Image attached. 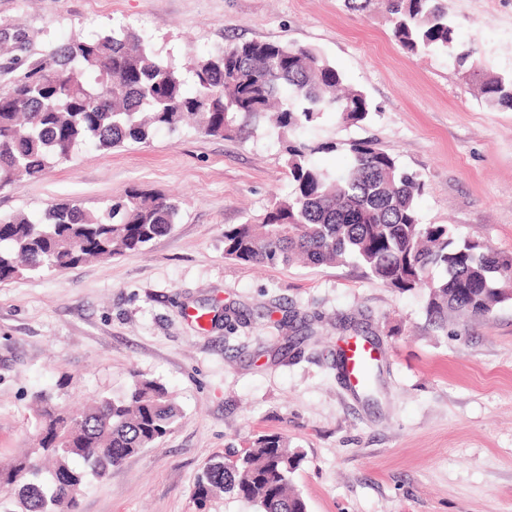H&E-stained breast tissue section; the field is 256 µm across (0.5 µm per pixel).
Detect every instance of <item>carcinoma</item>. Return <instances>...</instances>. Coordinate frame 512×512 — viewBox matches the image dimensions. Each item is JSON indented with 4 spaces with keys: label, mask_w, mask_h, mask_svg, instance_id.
<instances>
[{
    "label": "carcinoma",
    "mask_w": 512,
    "mask_h": 512,
    "mask_svg": "<svg viewBox=\"0 0 512 512\" xmlns=\"http://www.w3.org/2000/svg\"><path fill=\"white\" fill-rule=\"evenodd\" d=\"M345 3L357 12L384 6L393 39L409 52L454 49L444 0ZM474 55L460 52L456 64L467 69L488 106L512 110V77L483 69ZM188 76L195 84L191 95ZM344 81L336 65L309 47L234 43L199 58L186 74L158 59L128 28L75 36L0 94V189L70 160L86 143L112 149L183 126L224 139L250 135L275 107L274 134L285 143L293 191L274 198L259 221L224 229V258L252 265L297 258L311 267L359 265L388 288L423 292L429 324L445 334L454 314L488 316L512 297L511 255L459 238L446 224L422 223L417 200L424 183L368 142L350 145L338 174L310 163L309 155L335 146L298 140L299 130L325 112L349 124L372 112L362 90L336 94ZM178 216L176 201L138 189L98 212L62 202L33 216H0V283L141 250L170 233ZM379 372L377 359L364 362L363 388H371ZM36 401L37 447L0 469V487L16 495L13 512H78L88 476L104 478L127 457L154 447L182 417L164 384L136 373L121 396L76 412L45 393ZM303 461L287 436L253 435L245 448L228 447L202 471L195 497L203 504L228 493L254 512H307L292 486Z\"/></svg>",
    "instance_id": "1"
}]
</instances>
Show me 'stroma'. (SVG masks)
Listing matches in <instances>:
<instances>
[{"mask_svg":"<svg viewBox=\"0 0 512 512\" xmlns=\"http://www.w3.org/2000/svg\"><path fill=\"white\" fill-rule=\"evenodd\" d=\"M445 3L458 47L512 75V0ZM119 26L164 61L232 41L315 48L372 111L355 125L324 113L301 138L336 149L312 163L340 170L353 142L373 141L424 180L423 223L512 255V111L489 108L448 53L403 50L383 14L344 0H0V93L72 36ZM285 158L262 129H161L145 144H87L0 189L1 216L58 202L94 211L133 189L180 206L174 230L144 249L0 283V462L31 446L38 392L76 408L120 395L137 372L163 383L183 416L155 447L88 479L79 512H251L228 494L198 504L196 478L229 445L273 433L305 455L294 485L308 512H512V299L442 334L421 293L355 264L225 259V227L291 191ZM286 316L304 341L283 356ZM357 336L380 347L368 392L337 367L339 345Z\"/></svg>","mask_w":512,"mask_h":512,"instance_id":"1","label":"stroma"}]
</instances>
